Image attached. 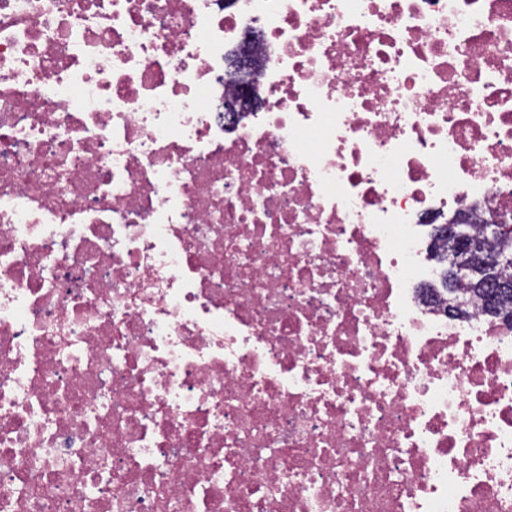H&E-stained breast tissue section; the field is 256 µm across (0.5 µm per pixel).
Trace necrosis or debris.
Listing matches in <instances>:
<instances>
[{
    "instance_id": "1",
    "label": "necrosis or debris",
    "mask_w": 512,
    "mask_h": 512,
    "mask_svg": "<svg viewBox=\"0 0 512 512\" xmlns=\"http://www.w3.org/2000/svg\"><path fill=\"white\" fill-rule=\"evenodd\" d=\"M457 212L512 213V0H0V512H512ZM259 60L251 51H245L233 60V70L236 72L242 85L241 95L224 101V112L228 115L235 116V112H244L247 105L252 99V84L250 77L254 69L257 67ZM232 112V113H230Z\"/></svg>"
}]
</instances>
